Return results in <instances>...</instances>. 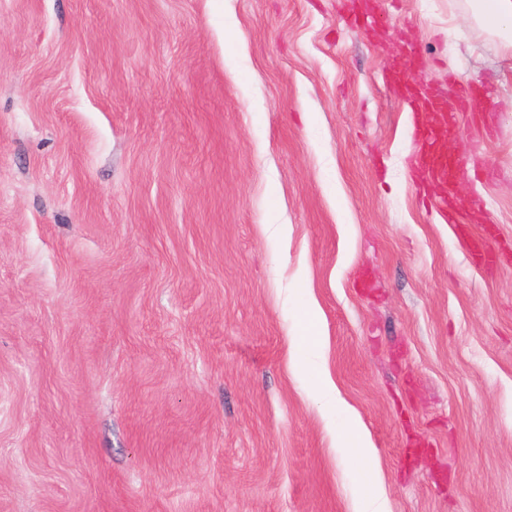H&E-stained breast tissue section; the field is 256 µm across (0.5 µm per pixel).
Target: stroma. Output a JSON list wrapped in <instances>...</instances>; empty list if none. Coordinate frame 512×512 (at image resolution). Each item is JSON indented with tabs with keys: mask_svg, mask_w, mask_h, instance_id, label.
Returning <instances> with one entry per match:
<instances>
[{
	"mask_svg": "<svg viewBox=\"0 0 512 512\" xmlns=\"http://www.w3.org/2000/svg\"><path fill=\"white\" fill-rule=\"evenodd\" d=\"M352 2L0 0V512H356L325 371L391 512H512V58L469 0ZM401 45L487 94L447 148L493 263ZM394 90L409 103L412 112L436 113V128L420 127L414 124L412 130L414 137L423 145L421 159L428 179L440 183L446 188L448 186L449 193L457 174L458 165L448 157L447 151L443 149L442 145H438V141L448 135L450 128L448 117L453 120L455 113L464 111L470 102L475 104L477 102L476 94L464 88L455 101L443 100L435 94L423 97L418 93L417 85L409 78H398L394 82ZM318 315L314 308L304 316L301 328V338L297 345L299 352H313L317 348Z\"/></svg>",
	"mask_w": 512,
	"mask_h": 512,
	"instance_id": "stroma-1",
	"label": "stroma"
}]
</instances>
